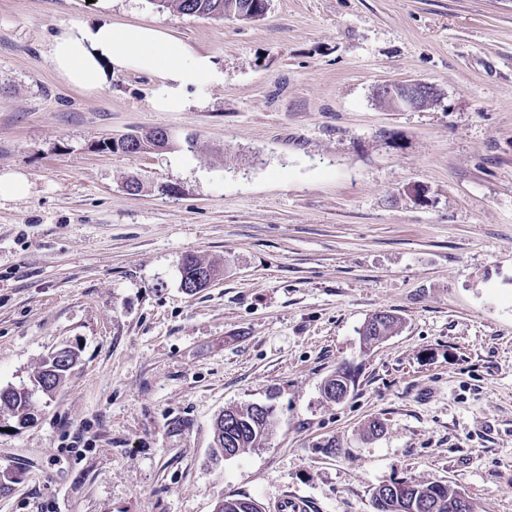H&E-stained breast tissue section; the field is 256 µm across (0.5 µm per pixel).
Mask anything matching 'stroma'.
I'll return each mask as SVG.
<instances>
[{"label": "stroma", "mask_w": 512, "mask_h": 512, "mask_svg": "<svg viewBox=\"0 0 512 512\" xmlns=\"http://www.w3.org/2000/svg\"><path fill=\"white\" fill-rule=\"evenodd\" d=\"M104 20L167 29L223 84L178 112L134 71L69 86L54 38ZM407 80L435 101L376 94ZM156 129L167 149L104 147ZM5 172L27 190L0 198V387L78 360L31 423L0 412V512H374L392 480L512 512V0H0ZM189 256L218 271L194 295ZM380 311L399 324L364 344ZM251 404L264 446L217 458L216 417ZM160 10L173 4L184 15L224 20H251L263 15L262 0H151ZM377 94L394 100L396 106L417 110L429 105L426 103L434 98L435 89L429 83L405 81L381 85Z\"/></svg>", "instance_id": "stroma-1"}]
</instances>
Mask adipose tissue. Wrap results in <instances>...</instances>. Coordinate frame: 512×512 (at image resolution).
I'll return each instance as SVG.
<instances>
[{
	"instance_id": "adipose-tissue-1",
	"label": "adipose tissue",
	"mask_w": 512,
	"mask_h": 512,
	"mask_svg": "<svg viewBox=\"0 0 512 512\" xmlns=\"http://www.w3.org/2000/svg\"><path fill=\"white\" fill-rule=\"evenodd\" d=\"M49 61L67 84L87 91L102 85L110 67L147 73L155 80L152 105L160 112L185 107L189 88L224 82L213 55L147 23L73 25L54 39Z\"/></svg>"
}]
</instances>
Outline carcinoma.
<instances>
[{
	"label": "carcinoma",
	"mask_w": 512,
	"mask_h": 512,
	"mask_svg": "<svg viewBox=\"0 0 512 512\" xmlns=\"http://www.w3.org/2000/svg\"><path fill=\"white\" fill-rule=\"evenodd\" d=\"M160 10L172 6L184 14L197 17H207L224 20L228 17L251 20L263 15L262 0H151ZM397 326V318L382 312L374 314L367 320L361 330L366 341L378 340L389 335ZM68 369L52 359L44 361L41 368L33 376L35 390L25 387L0 388V410L6 409L18 421L25 423L34 420L37 412L33 399L34 391L51 395L63 383ZM272 413L258 417L252 406L246 408H230L220 414L214 423V451H222L237 456L250 448L263 445L271 426ZM432 492L431 499L436 507L430 512H458L451 508L457 501L460 491L449 484L440 482H419L412 480L404 486L401 494L402 502L393 500L385 503L381 512H413V500L423 498L427 492ZM250 499L238 498L229 502V498L218 502L215 512H248Z\"/></svg>",
	"instance_id": "1"
}]
</instances>
